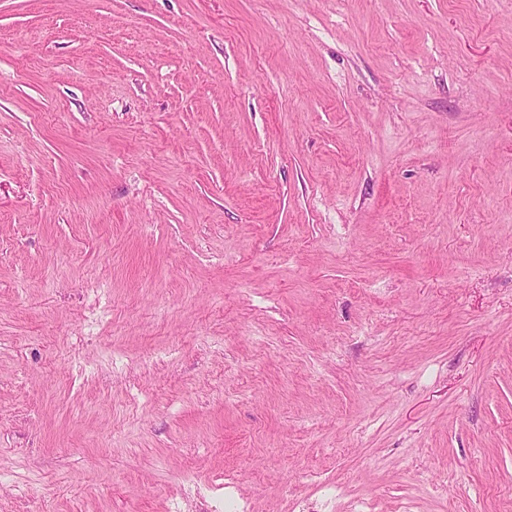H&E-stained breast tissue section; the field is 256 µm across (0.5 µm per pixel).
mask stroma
<instances>
[{
  "label": "stroma",
  "instance_id": "35a3bbf8",
  "mask_svg": "<svg viewBox=\"0 0 512 512\" xmlns=\"http://www.w3.org/2000/svg\"><path fill=\"white\" fill-rule=\"evenodd\" d=\"M512 512V0H0V512Z\"/></svg>",
  "mask_w": 512,
  "mask_h": 512
}]
</instances>
